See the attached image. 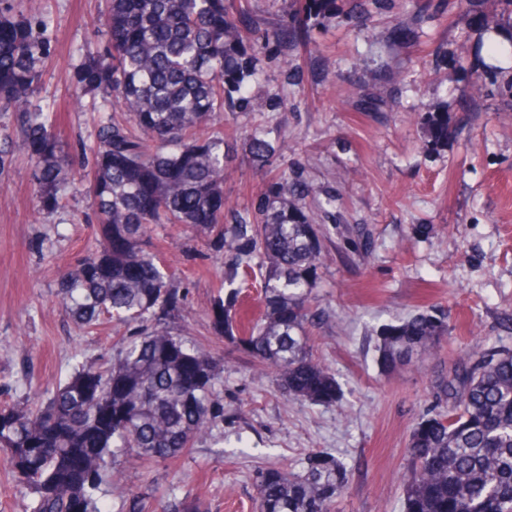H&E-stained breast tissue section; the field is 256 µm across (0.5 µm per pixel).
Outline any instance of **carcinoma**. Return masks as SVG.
Here are the masks:
<instances>
[{
  "mask_svg": "<svg viewBox=\"0 0 512 512\" xmlns=\"http://www.w3.org/2000/svg\"><path fill=\"white\" fill-rule=\"evenodd\" d=\"M100 21L108 41L77 66V85L112 97L99 113L87 193L96 211L99 247L61 274L62 313L91 329L105 320L131 326L121 357L106 370L78 367L40 407L0 408V449L31 496L30 512H105L96 491L109 455L127 448L144 464L174 461L224 416L214 398L224 363L172 334L180 299L173 275L144 248L153 224H186L228 258L225 279L251 276L260 258V322L239 327L218 302L214 327L272 366L292 400L331 405L335 377L314 357L307 326L324 320L313 305L322 238L307 210L308 184L282 170L261 193L252 224L224 227V131L207 122L246 99L256 74L248 55L252 29L227 0H105ZM0 0V104L15 108L23 150L35 167L42 207H56L71 182L60 158L56 115L30 99L44 74L46 23L18 19ZM301 40V21L286 20L261 49L283 59ZM430 135L448 138V115L429 120ZM252 161L274 152L264 136L246 140ZM448 335L444 320L419 312L380 334L382 361L431 355ZM448 414L417 423L403 475L410 512H512V349L465 355L439 386ZM349 481L345 464L317 452L301 473H258L256 512H331ZM163 512H208L179 500Z\"/></svg>",
  "mask_w": 512,
  "mask_h": 512,
  "instance_id": "carcinoma-1",
  "label": "carcinoma"
}]
</instances>
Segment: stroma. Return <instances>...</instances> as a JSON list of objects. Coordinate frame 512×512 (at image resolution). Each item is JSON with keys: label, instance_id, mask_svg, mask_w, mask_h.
<instances>
[{"label": "stroma", "instance_id": "obj_1", "mask_svg": "<svg viewBox=\"0 0 512 512\" xmlns=\"http://www.w3.org/2000/svg\"><path fill=\"white\" fill-rule=\"evenodd\" d=\"M295 0H233L253 22L254 41L277 27ZM47 18L50 53L34 103L55 104L58 153L80 166L92 144L102 94L72 100L84 49L105 41L92 16L102 0H14ZM512 12V0H331L305 17L288 65L257 64L248 104L221 114L225 132L224 217L254 216V202L279 170L309 183L322 228V267L313 294L331 316L312 326L313 353L336 376L333 405L293 402L272 369L218 338L213 308L235 299L257 319L259 281L224 283L222 251L178 224H156L151 242L174 275L188 345L224 359L216 394L224 417L178 461L143 467L117 453L120 484L104 481L105 512H126L129 492L150 503L197 498L209 512H254V477L277 465L301 472L329 453L351 471L332 512H403L401 476L410 434L446 410L436 398L463 350L512 348V23L477 16ZM366 18L357 27L355 15ZM484 94L473 97L474 87ZM448 115L434 141L428 118ZM260 129L275 147L254 167L243 132ZM97 216L76 182L54 209L40 208L32 167L19 147L0 168V407L45 397L80 365L106 367L123 347L111 325L80 329L57 309L61 271L93 250ZM444 317L438 354L381 366L382 328L419 311Z\"/></svg>", "mask_w": 512, "mask_h": 512}]
</instances>
